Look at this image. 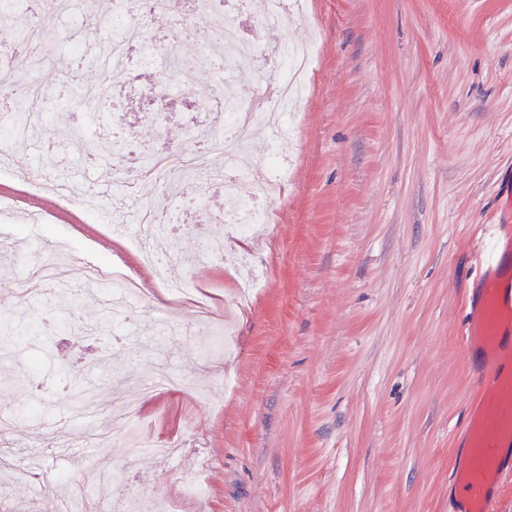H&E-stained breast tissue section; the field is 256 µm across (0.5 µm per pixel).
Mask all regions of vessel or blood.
I'll return each instance as SVG.
<instances>
[{"label": "vessel or blood", "mask_w": 512, "mask_h": 512, "mask_svg": "<svg viewBox=\"0 0 512 512\" xmlns=\"http://www.w3.org/2000/svg\"><path fill=\"white\" fill-rule=\"evenodd\" d=\"M498 196L501 213L485 227L482 273L468 301L464 346L481 379L459 444L455 512H490L504 479L501 449L512 442V181Z\"/></svg>", "instance_id": "b4317fda"}]
</instances>
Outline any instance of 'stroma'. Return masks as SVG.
I'll return each mask as SVG.
<instances>
[{"label": "stroma", "mask_w": 512, "mask_h": 512, "mask_svg": "<svg viewBox=\"0 0 512 512\" xmlns=\"http://www.w3.org/2000/svg\"><path fill=\"white\" fill-rule=\"evenodd\" d=\"M86 16L43 17L44 64L0 58L46 91L37 125L0 135L24 141L16 167L44 157L79 190L109 204L124 193L104 160L76 154V139L135 140L152 152L189 147L195 127H220V112L186 114L165 126L116 111L113 100L87 114L75 107L89 84L118 85L93 53L56 44L62 26ZM184 61L171 81L189 101L212 95L196 63L199 22L175 26ZM280 36L316 55L297 123L249 147L289 160L273 183L268 219L251 238L222 222L220 181L188 176L179 192L141 183L113 243L92 206H61L49 192L31 198L35 222L0 213V284L23 271V256L58 251L86 262L142 268L134 240L145 236L141 204L177 224V243L195 257L205 238L223 254L194 276L216 320L231 316L226 353L203 357L196 308L166 295L138 304V322L117 343L98 297L109 283L70 282L33 301L0 296V462L22 457L36 472L0 471V512H58L83 488L91 512H115L142 496L171 512H454L455 437L478 385L462 349L466 296L479 276L481 229L497 217L496 184L512 178V0H309ZM253 258L263 274L242 295L236 270ZM23 319L36 333L18 335ZM186 327L156 345L155 324ZM176 370L182 389L139 390ZM134 413H127V405ZM132 426L143 441L188 438L171 458L131 443L99 444L98 421ZM109 456L114 482L98 486L92 463Z\"/></svg>", "instance_id": "stroma-1"}]
</instances>
